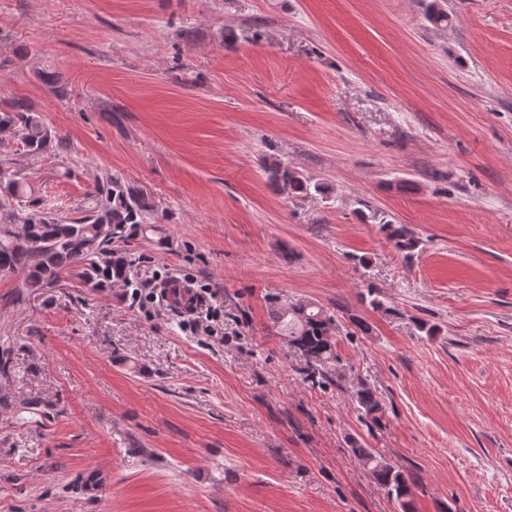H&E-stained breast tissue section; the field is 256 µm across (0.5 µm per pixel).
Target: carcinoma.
Here are the masks:
<instances>
[{
    "mask_svg": "<svg viewBox=\"0 0 512 512\" xmlns=\"http://www.w3.org/2000/svg\"><path fill=\"white\" fill-rule=\"evenodd\" d=\"M0 135L17 140L24 157L63 147L62 139L20 100L0 105ZM264 169L268 181L290 195L324 189L278 161L265 164ZM94 197L95 206L62 220L54 208L34 195L19 171L0 165V271L22 272L25 286L35 291L54 287L72 268L102 287L123 284L133 260L113 244L128 240L136 228L142 234L151 229L154 202L142 189L114 174L97 182ZM382 230L401 252L418 244L402 226L385 224ZM269 318L288 345L300 353L307 368L313 370L334 356V319L317 304L299 300L284 306L272 301ZM355 398L362 414L378 420L382 405L375 391L361 383ZM353 452L400 512H413V487L418 481L374 448L355 443Z\"/></svg>",
    "mask_w": 512,
    "mask_h": 512,
    "instance_id": "cac0c4a2",
    "label": "carcinoma"
}]
</instances>
